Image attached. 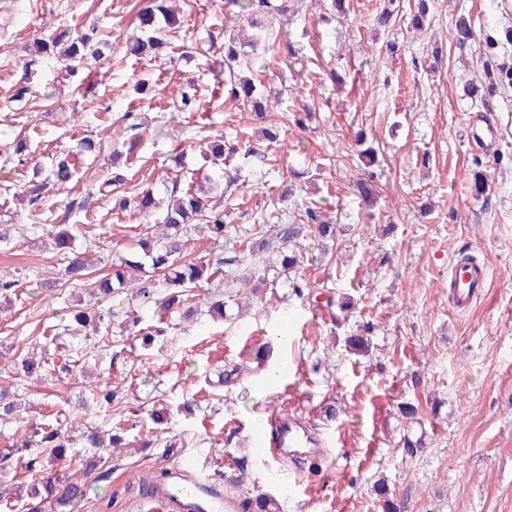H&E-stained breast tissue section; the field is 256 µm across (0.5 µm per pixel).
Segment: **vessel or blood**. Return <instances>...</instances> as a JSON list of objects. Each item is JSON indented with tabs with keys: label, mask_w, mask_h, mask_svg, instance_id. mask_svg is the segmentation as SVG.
<instances>
[{
	"label": "vessel or blood",
	"mask_w": 512,
	"mask_h": 512,
	"mask_svg": "<svg viewBox=\"0 0 512 512\" xmlns=\"http://www.w3.org/2000/svg\"><path fill=\"white\" fill-rule=\"evenodd\" d=\"M488 286V269L469 257H458L452 267L450 288L454 305L469 308ZM310 442L298 424L285 423L280 415L269 414L259 423L255 443L266 458H285L287 449L303 448ZM159 512H235L236 502L225 495L210 476L195 472L188 464L171 469L169 486L156 491L153 496Z\"/></svg>",
	"instance_id": "1"
}]
</instances>
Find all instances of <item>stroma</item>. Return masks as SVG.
I'll use <instances>...</instances> for the list:
<instances>
[{
  "label": "stroma",
  "instance_id": "1",
  "mask_svg": "<svg viewBox=\"0 0 512 512\" xmlns=\"http://www.w3.org/2000/svg\"><path fill=\"white\" fill-rule=\"evenodd\" d=\"M174 2L164 45L139 59L126 41L151 0H0V227L9 231L0 275L17 282L0 297V388L17 406L0 419V452L19 444L49 473L83 479L79 512H152L138 477L178 462L218 478L244 473L246 488L274 495L280 512H382L387 503L392 512H512V0H427L417 28L418 0H345L339 11L330 0H296L273 24L296 56L258 47L256 64L241 70L269 105L263 120L225 80L224 42L244 23L236 7ZM462 24L474 38L457 40ZM89 28L109 45L87 63L82 97L63 61L30 48ZM187 83L196 106L181 113ZM23 87L29 101H15ZM476 120L509 135L475 143ZM360 133L384 148L374 162L357 158ZM86 137L96 150L84 177L47 187L31 206L21 189L33 169ZM16 139L23 154L10 151ZM213 141L229 148L226 223L248 230L274 212L297 224L318 207L335 237H303V293L259 270L246 285L195 289L184 303L192 318L171 313L146 352L130 317L150 323L164 289L90 299L68 283L50 226L66 216L75 251L97 241L109 266L136 247L142 219L98 194V181L117 171L169 199L175 180L200 186L213 174ZM248 143L258 156H243ZM477 168L489 187L476 197ZM370 177L377 194L365 201L355 186ZM462 252L490 271L465 310L448 286ZM220 298L223 318L210 317ZM78 308L100 314L95 331L63 334ZM285 321L284 346L276 336ZM364 332L368 352H349L347 336ZM28 351L40 363L27 374L19 361ZM243 358L247 370L225 380ZM274 364L288 380L271 389L261 376ZM106 383L115 404L93 394ZM406 403L414 418L400 413ZM268 408L335 434L321 463L289 466L301 497L267 481L269 462L252 446ZM51 417L70 439L52 463L32 439ZM110 434L120 447L88 441Z\"/></svg>",
  "mask_w": 512,
  "mask_h": 512
}]
</instances>
